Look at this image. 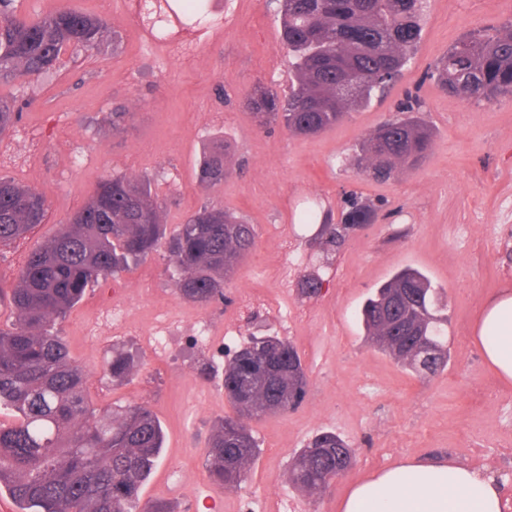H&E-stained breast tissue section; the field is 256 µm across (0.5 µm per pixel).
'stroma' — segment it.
<instances>
[{"instance_id":"35a3bbf8","label":"stroma","mask_w":512,"mask_h":512,"mask_svg":"<svg viewBox=\"0 0 512 512\" xmlns=\"http://www.w3.org/2000/svg\"><path fill=\"white\" fill-rule=\"evenodd\" d=\"M114 0H18L32 18L68 6L104 19L114 36L63 56L33 82L0 85L21 117L0 135V176L47 200L42 224L0 246V281L13 282L28 254L88 201L102 178L148 176L173 233L202 206L221 207L254 225L256 242L224 283L223 299L202 306L178 297L164 252L147 255L88 288L55 328L86 375L97 408L143 404L160 420L164 448L143 500L175 512H338L350 487L405 457L469 463L470 451L512 448V384L485 362L473 336L483 305L512 287V98L477 103L448 95L429 73L471 31L512 20V0H428L419 44L388 94L309 138L278 125L256 126L246 99L254 87L286 92L291 70L279 40L276 0H238L219 33L177 41L155 59L136 30L115 20ZM274 54L275 74L259 60ZM419 97L431 150L385 182L367 178L355 157L371 131ZM127 110L120 128L112 113ZM227 148L235 166L216 187L200 184L199 165ZM370 206L371 223L351 228L338 248L320 227L340 223L350 199ZM413 267L437 288L444 308L448 365L422 377L366 338L358 310L395 271ZM322 279L318 294L303 280ZM133 291V326L112 327V301ZM178 309L170 344L153 352L141 335ZM215 329L197 345L199 321ZM243 337L280 336L294 344L308 381L294 410L251 421L260 445L246 482L218 490L205 448L231 407L220 387L225 360ZM134 367L123 383L106 371L113 352ZM333 431L355 463L318 495L292 488L288 467L316 432Z\"/></svg>"}]
</instances>
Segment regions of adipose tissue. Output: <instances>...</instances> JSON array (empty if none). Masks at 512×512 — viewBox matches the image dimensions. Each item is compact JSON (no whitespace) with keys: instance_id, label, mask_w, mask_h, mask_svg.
Returning a JSON list of instances; mask_svg holds the SVG:
<instances>
[{"instance_id":"ef3b65f1","label":"adipose tissue","mask_w":512,"mask_h":512,"mask_svg":"<svg viewBox=\"0 0 512 512\" xmlns=\"http://www.w3.org/2000/svg\"><path fill=\"white\" fill-rule=\"evenodd\" d=\"M485 359L512 381V291L503 290L482 309L474 326ZM341 512H502L494 477L452 462L410 458L355 484Z\"/></svg>"}]
</instances>
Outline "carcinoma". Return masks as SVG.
Wrapping results in <instances>:
<instances>
[{"instance_id": "1", "label": "carcinoma", "mask_w": 512, "mask_h": 512, "mask_svg": "<svg viewBox=\"0 0 512 512\" xmlns=\"http://www.w3.org/2000/svg\"><path fill=\"white\" fill-rule=\"evenodd\" d=\"M17 0H0V82L51 70L70 48L91 50L106 41L105 21L63 8L41 17L18 13ZM424 0H282L280 37L291 57L288 95L258 87L247 106L259 126L279 124L295 136H314L380 98L397 80L421 37ZM432 77L449 94L491 103L512 97V22L464 36L435 64ZM381 123L364 141L357 166L388 179L412 167L430 149L432 135L412 116ZM0 99V135L18 119ZM230 175L228 152L207 155L198 173L217 186ZM46 200L34 189L0 178V245L42 222ZM368 205L351 203L344 222L324 225L326 245L370 221ZM254 225L222 208L204 206L171 236L146 177L100 180L86 205L60 231L32 251L10 292L15 321L0 327V489L21 512H133L164 443L162 426L145 405L94 408L81 370L54 332L57 319L85 290L160 248L177 278L175 290L202 305L224 297V279L255 245ZM359 320L367 338L417 375L448 365V341L439 325L435 289L419 270L393 274L366 299ZM129 358L112 355L107 372L120 381ZM234 414L219 419L208 439L206 467L217 488L244 482L260 448L247 421L301 404L307 378L291 342L253 336L224 365L221 381ZM351 445L331 431L316 433L292 458L291 485L322 493L336 477V460Z\"/></svg>"}]
</instances>
